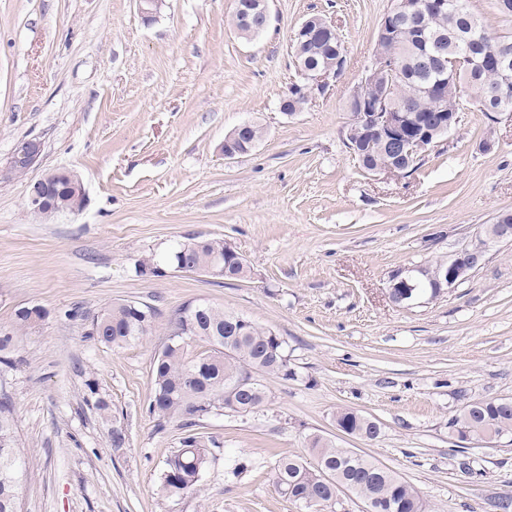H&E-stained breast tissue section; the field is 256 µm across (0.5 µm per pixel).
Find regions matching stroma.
I'll use <instances>...</instances> for the list:
<instances>
[{
  "label": "stroma",
  "mask_w": 512,
  "mask_h": 512,
  "mask_svg": "<svg viewBox=\"0 0 512 512\" xmlns=\"http://www.w3.org/2000/svg\"><path fill=\"white\" fill-rule=\"evenodd\" d=\"M389 5L270 0V26L249 41L231 26L235 0H162L148 20L137 0H0V166L22 140L43 145L26 175L0 181V327L25 306L47 313L19 337L22 364L0 366L32 456L21 512H305L272 475L280 457L305 456L310 432L394 471L428 512L512 498V442L462 454L448 432L462 402L512 398V242L438 298L402 308L386 295L393 270L450 259L512 211V121L468 110L411 175L363 172L341 131ZM313 15L335 20L347 68L287 115L289 37ZM245 122L264 139L225 159V135ZM61 167L80 175L83 211L30 213L31 186ZM192 236L230 243L252 277L136 274L138 260ZM121 299L165 318L208 303L288 344L297 376L262 377V411L203 421L218 445L200 495L160 490L181 435L179 421L160 432L145 412L163 334L114 349L90 335ZM90 379L109 417L86 405ZM341 407L377 420L380 438L337 431ZM114 428L124 447H112Z\"/></svg>",
  "instance_id": "35a3bbf8"
}]
</instances>
